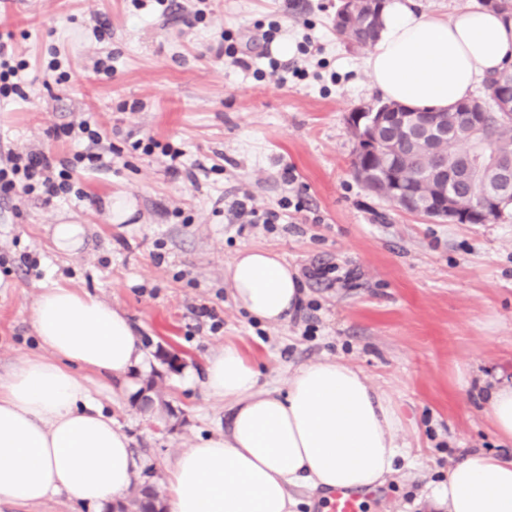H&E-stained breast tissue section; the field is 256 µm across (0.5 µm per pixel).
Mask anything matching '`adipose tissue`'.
Wrapping results in <instances>:
<instances>
[{"label":"adipose tissue","mask_w":512,"mask_h":512,"mask_svg":"<svg viewBox=\"0 0 512 512\" xmlns=\"http://www.w3.org/2000/svg\"><path fill=\"white\" fill-rule=\"evenodd\" d=\"M511 55L512 21L495 12L470 6L441 20L390 0L365 67L386 99L445 109L468 99ZM224 278L237 307L262 323H282L303 298L297 270L266 249L238 250ZM32 323L43 354L0 375V503L34 504L63 492L104 507L127 492L136 462L129 438L73 367L121 379L135 393L139 338L123 312L60 285L39 293ZM258 380L235 345L208 358L204 386L233 414L224 435L177 457L170 512H293L291 488L371 489L409 457L397 439L403 421L393 399L353 364L300 365L283 393ZM485 398L493 429L512 440V383L494 385ZM432 501L437 512H512V458L482 450L458 456Z\"/></svg>","instance_id":"adipose-tissue-1"}]
</instances>
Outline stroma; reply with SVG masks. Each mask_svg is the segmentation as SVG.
Returning <instances> with one entry per match:
<instances>
[{
	"mask_svg": "<svg viewBox=\"0 0 512 512\" xmlns=\"http://www.w3.org/2000/svg\"><path fill=\"white\" fill-rule=\"evenodd\" d=\"M334 2L182 0V11L162 17L131 0H0V34H12L26 63L27 92L0 101V148L72 157L79 143L54 131L84 120L114 147L111 170L73 174L88 200L47 203L19 188L0 198V278L9 282L0 288V372L35 351L42 289L77 288L126 313L146 364L158 366L160 349L185 361L161 385L173 417L140 412L105 375L80 374L130 439L136 481L164 489L176 458L230 423V406L202 384L211 352L237 345L261 384L280 390L302 364L346 360L396 401L399 439L413 448L364 512H435L428 494L453 459L478 448L512 454L477 394L483 379L512 381V212L450 224L399 212L357 181L347 116L381 94L366 50L336 36ZM196 10L202 20L187 27ZM272 21L281 37L309 39L305 79L254 76ZM228 33L250 69L218 55ZM106 57L108 75L95 69ZM151 138L202 160L208 175L191 182L169 173L160 153L132 149ZM287 165L291 184L281 177ZM242 192L260 209L301 201L297 226L226 223L225 201ZM116 196L136 202L120 224L106 209ZM65 217L88 226L84 248L68 257L46 231ZM245 246L273 250L305 275L303 308L282 324L254 322L234 304L224 269ZM319 267L323 276L310 277ZM200 305L214 309L218 331L192 314Z\"/></svg>",
	"mask_w": 512,
	"mask_h": 512,
	"instance_id": "35a3bbf8",
	"label": "stroma"
}]
</instances>
